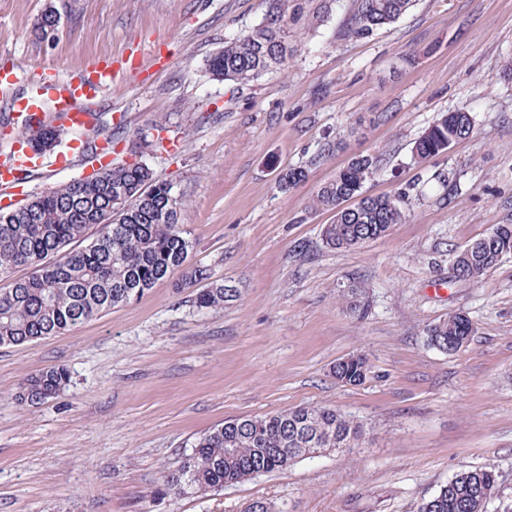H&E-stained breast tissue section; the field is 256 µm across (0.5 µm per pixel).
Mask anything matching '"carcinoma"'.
Instances as JSON below:
<instances>
[{
    "label": "carcinoma",
    "instance_id": "obj_1",
    "mask_svg": "<svg viewBox=\"0 0 512 512\" xmlns=\"http://www.w3.org/2000/svg\"><path fill=\"white\" fill-rule=\"evenodd\" d=\"M414 0H354L345 34L365 36L396 22ZM290 0H268L260 25L224 44L207 63L209 73L224 81L246 83L283 67L288 59ZM473 133L470 112L442 114L416 141L415 153L426 160L446 152ZM379 168L370 155L350 159L334 179L321 186L311 206L335 212L325 226L324 241L336 249H352L387 235L407 218L401 194L364 196L354 207L344 206L360 194L364 182ZM306 178L301 168H285L279 186L290 189ZM185 201L175 185L157 178L139 163L101 167L94 176L71 181L36 194L26 203L0 212V279L15 267L31 274L12 279L0 288V346L37 341L98 317L130 302L156 283L183 271L184 281L208 282L196 293L200 308H212L233 297V289L210 280L204 266L189 267L192 242L185 236ZM101 231L83 249L69 245L87 231ZM512 254V224H495L484 237L451 253L458 281H478L501 259ZM352 312L365 309V291L350 288L345 295ZM475 329L470 319L456 313L430 325V346L455 354L466 347ZM370 366L363 354L340 359L333 368L343 385L364 383ZM68 381L60 367L27 376L16 400L37 405L54 397ZM364 425L326 406H304L255 418L230 419L203 433L180 467L166 476L176 494L209 493L257 474L285 470L302 458L328 451L360 447ZM494 470H464L438 493L425 500L419 512H484L496 490Z\"/></svg>",
    "mask_w": 512,
    "mask_h": 512
}]
</instances>
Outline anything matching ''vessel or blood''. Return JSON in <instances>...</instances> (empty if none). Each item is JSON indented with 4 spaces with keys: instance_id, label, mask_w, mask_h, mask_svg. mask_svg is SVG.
<instances>
[{
    "instance_id": "b4317fda",
    "label": "vessel or blood",
    "mask_w": 512,
    "mask_h": 512,
    "mask_svg": "<svg viewBox=\"0 0 512 512\" xmlns=\"http://www.w3.org/2000/svg\"><path fill=\"white\" fill-rule=\"evenodd\" d=\"M20 82L29 84L33 94L15 102L17 116L21 120V135L12 160L0 163V204L13 197L18 186L19 172L35 171L45 165L43 153L37 151L30 142V137L42 118V99H49L56 112L65 116L67 127H86L87 115L84 106L111 87L112 62L100 59L86 71L66 77L57 76L54 70L46 68L33 71L18 67L0 69V88Z\"/></svg>"
}]
</instances>
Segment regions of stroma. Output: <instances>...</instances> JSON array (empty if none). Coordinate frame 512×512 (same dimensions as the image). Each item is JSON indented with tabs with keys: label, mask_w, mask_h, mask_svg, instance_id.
Listing matches in <instances>:
<instances>
[{
	"label": "stroma",
	"mask_w": 512,
	"mask_h": 512,
	"mask_svg": "<svg viewBox=\"0 0 512 512\" xmlns=\"http://www.w3.org/2000/svg\"><path fill=\"white\" fill-rule=\"evenodd\" d=\"M292 56L235 84L210 56L257 28L265 0H0V65L69 75L97 58L115 79L92 109L86 145L175 183L187 202L188 266L236 296L200 308L180 275L92 320L0 346V512H418L448 480L493 467L486 512H512V255L481 281H455L451 251L512 223V0H415L397 22L343 37L353 0H296ZM54 12L58 24L34 30ZM469 110L474 131L422 160L436 119ZM357 154L382 167L363 194H402L408 217L349 249L322 240L329 211L309 202ZM47 165L19 198L85 177ZM298 167L293 189L278 173ZM365 288L366 314L347 310ZM454 313L476 333L461 352L428 345ZM367 356L359 386L332 368ZM60 366L48 402L15 400L25 377ZM329 406L362 422L356 453L331 451L216 494L165 483L204 432L235 418Z\"/></svg>",
	"instance_id": "1"
}]
</instances>
